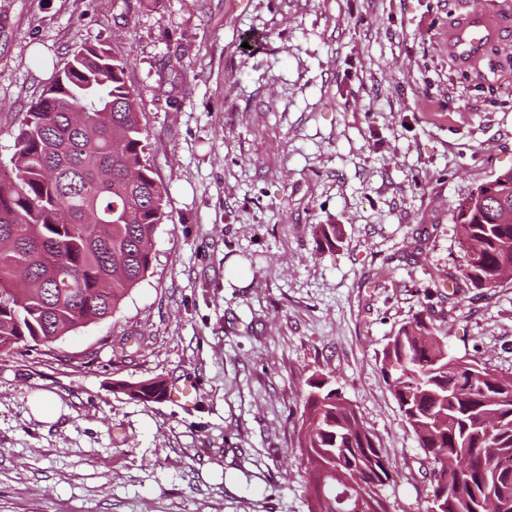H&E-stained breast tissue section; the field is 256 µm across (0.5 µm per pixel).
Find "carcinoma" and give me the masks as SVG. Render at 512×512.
I'll return each instance as SVG.
<instances>
[{"label":"carcinoma","instance_id":"carcinoma-1","mask_svg":"<svg viewBox=\"0 0 512 512\" xmlns=\"http://www.w3.org/2000/svg\"><path fill=\"white\" fill-rule=\"evenodd\" d=\"M128 60L84 43L30 104L14 133L13 176L0 179V346L49 344L111 316L151 268L148 242L163 223L168 190L147 156ZM480 185L453 214L464 244L452 292L490 291L512 272V170ZM323 245L341 242L320 225ZM384 360L401 368L389 386L433 461L431 501L441 512H512V383L448 352L420 314L389 338ZM164 382L116 389L157 400ZM300 448L314 512H338L345 492L362 512H386L390 462L332 380H307Z\"/></svg>","mask_w":512,"mask_h":512}]
</instances>
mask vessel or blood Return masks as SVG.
<instances>
[{
	"mask_svg": "<svg viewBox=\"0 0 512 512\" xmlns=\"http://www.w3.org/2000/svg\"><path fill=\"white\" fill-rule=\"evenodd\" d=\"M503 23L481 7L470 9L464 20L455 26L448 38V50L462 66L472 69L479 68L484 59L488 45L500 38ZM194 393L192 382L168 383L164 395L167 402L180 406H188Z\"/></svg>",
	"mask_w": 512,
	"mask_h": 512,
	"instance_id": "b4317fda",
	"label": "vessel or blood"
}]
</instances>
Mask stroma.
I'll list each match as a JSON object with an SVG mask.
<instances>
[{
	"label": "stroma",
	"instance_id": "35a3bbf8",
	"mask_svg": "<svg viewBox=\"0 0 512 512\" xmlns=\"http://www.w3.org/2000/svg\"><path fill=\"white\" fill-rule=\"evenodd\" d=\"M471 3L506 25L478 73L446 46ZM85 42L129 61L168 217L111 317L0 350V512H311L314 374L388 452V512H426L383 351L426 309L450 354L512 376V282L443 286L455 207L512 169V0H0L1 173ZM152 378L196 405L114 388ZM194 390L192 381L170 382L163 400L186 407L192 402Z\"/></svg>",
	"mask_w": 512,
	"mask_h": 512
}]
</instances>
